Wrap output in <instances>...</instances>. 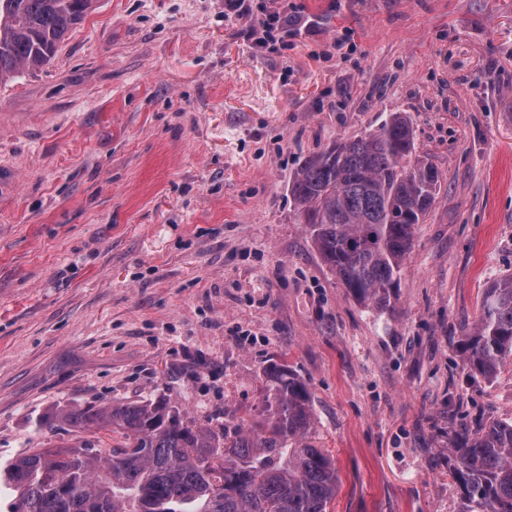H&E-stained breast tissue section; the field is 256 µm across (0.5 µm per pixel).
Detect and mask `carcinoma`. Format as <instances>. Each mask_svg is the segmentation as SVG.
Returning a JSON list of instances; mask_svg holds the SVG:
<instances>
[{"mask_svg": "<svg viewBox=\"0 0 512 512\" xmlns=\"http://www.w3.org/2000/svg\"><path fill=\"white\" fill-rule=\"evenodd\" d=\"M91 6L0 0V81L46 64ZM440 180L396 112L366 136L306 160L291 195L329 269L359 302L384 310ZM458 349L487 380L512 355V276L485 288ZM258 381L261 406L218 429L187 419L164 397L60 410L49 425L95 427L112 446L44 448L0 464L7 512H327L339 477L333 457L309 441L307 384L285 361L264 367ZM449 459L458 512H512L511 419L453 431Z\"/></svg>", "mask_w": 512, "mask_h": 512, "instance_id": "1", "label": "carcinoma"}]
</instances>
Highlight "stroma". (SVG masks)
<instances>
[{"label":"stroma","mask_w":512,"mask_h":512,"mask_svg":"<svg viewBox=\"0 0 512 512\" xmlns=\"http://www.w3.org/2000/svg\"><path fill=\"white\" fill-rule=\"evenodd\" d=\"M94 0L0 83V462L100 432L63 407L252 410L287 361L340 479L328 512H457L449 433L512 419V360L457 344L512 276V0ZM299 16L256 45L254 12ZM404 113L442 176L391 308L321 259L290 186Z\"/></svg>","instance_id":"1"}]
</instances>
